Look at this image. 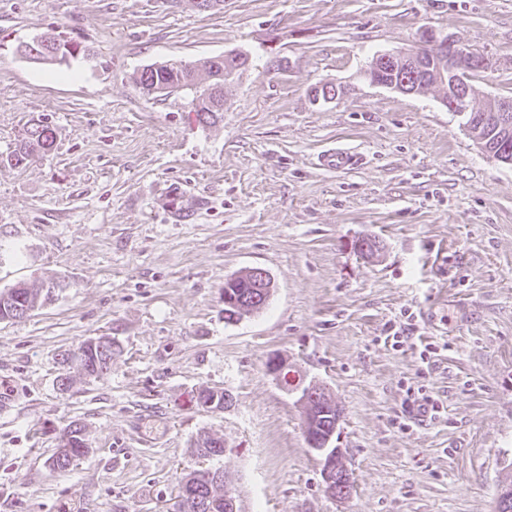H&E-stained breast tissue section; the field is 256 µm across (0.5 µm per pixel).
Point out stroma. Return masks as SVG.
<instances>
[{"mask_svg": "<svg viewBox=\"0 0 512 512\" xmlns=\"http://www.w3.org/2000/svg\"><path fill=\"white\" fill-rule=\"evenodd\" d=\"M51 30L90 58L19 53ZM430 30L488 58L482 94L512 98V0H0V155L29 120L55 133L47 155L0 163V291L67 282L0 322V394L14 405L0 417V512H169L203 465L224 470L247 512H494L512 481V165L437 91L361 77ZM229 50L250 65L212 125L189 96L133 81ZM331 81L343 95L312 104ZM332 145L359 163L319 170ZM165 183L206 199L195 223L168 221ZM366 236L381 245L371 258L355 248ZM253 267L271 296L225 323L224 281ZM100 336L121 346L111 372L61 390L62 353ZM273 355L341 406L348 497L324 491ZM203 387L233 406L204 411ZM411 388L439 414L412 418ZM73 423L89 451L62 473L49 460ZM203 434L225 455L198 459Z\"/></svg>", "mask_w": 512, "mask_h": 512, "instance_id": "1", "label": "stroma"}]
</instances>
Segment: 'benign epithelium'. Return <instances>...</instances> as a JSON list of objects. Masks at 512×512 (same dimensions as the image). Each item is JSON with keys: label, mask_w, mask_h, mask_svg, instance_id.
I'll use <instances>...</instances> for the list:
<instances>
[{"label": "benign epithelium", "mask_w": 512, "mask_h": 512, "mask_svg": "<svg viewBox=\"0 0 512 512\" xmlns=\"http://www.w3.org/2000/svg\"><path fill=\"white\" fill-rule=\"evenodd\" d=\"M488 67V60L480 53L448 37H439L430 32L413 52L400 50L378 56L370 67L363 71L362 76L373 86L407 93V82H399L394 78V74L402 68L411 69L414 75L422 78L431 74L438 77L446 75L450 77V82L447 94L441 95L440 102L448 111L462 117L470 111L467 103L472 93V86L468 82L469 75L485 71ZM483 111V123L494 126L500 133L501 144L490 150V154L499 161L512 164V99L490 96ZM267 369L280 383L282 390L300 394L299 401L305 408V440L321 457L325 492L332 497H338L339 493L346 492V485L351 482L350 473L343 465V451L334 445L343 418L341 408H336V421L331 428L317 430L314 417L318 396L314 393L313 387L299 383V378L294 376L292 367L279 356L269 357Z\"/></svg>", "instance_id": "obj_1"}]
</instances>
